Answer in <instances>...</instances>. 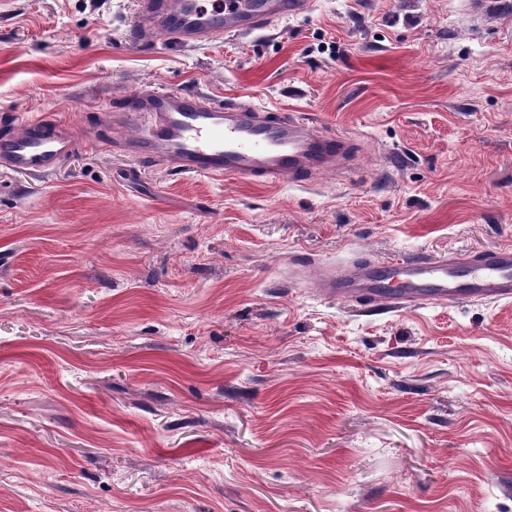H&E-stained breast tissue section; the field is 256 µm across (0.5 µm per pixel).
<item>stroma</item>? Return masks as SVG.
Listing matches in <instances>:
<instances>
[{
  "instance_id": "obj_1",
  "label": "stroma",
  "mask_w": 512,
  "mask_h": 512,
  "mask_svg": "<svg viewBox=\"0 0 512 512\" xmlns=\"http://www.w3.org/2000/svg\"><path fill=\"white\" fill-rule=\"evenodd\" d=\"M309 0L183 45L137 0H0V512H512V301L363 309L289 273L512 247V0ZM151 90L296 112L357 165L304 186L117 148ZM22 126L19 134L0 131V165L16 172L50 171L81 143L70 125L50 117L27 119Z\"/></svg>"
}]
</instances>
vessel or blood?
Masks as SVG:
<instances>
[{
    "label": "vessel or blood",
    "mask_w": 512,
    "mask_h": 512,
    "mask_svg": "<svg viewBox=\"0 0 512 512\" xmlns=\"http://www.w3.org/2000/svg\"><path fill=\"white\" fill-rule=\"evenodd\" d=\"M309 0H140L136 31L160 34L182 44L219 34H248L304 12ZM150 134H133L123 147L162 161L180 173L256 181L286 178L295 184L316 174L350 169L353 142L329 134L310 120L234 99L215 108L192 94L156 93ZM74 129L50 117L31 118L21 133L0 131V165L20 173L52 170L74 152ZM322 293L366 308L392 309L427 303L512 300V248L484 256H462L458 265H438L416 256L397 265L366 263L352 280L328 271Z\"/></svg>",
    "instance_id": "1"
}]
</instances>
